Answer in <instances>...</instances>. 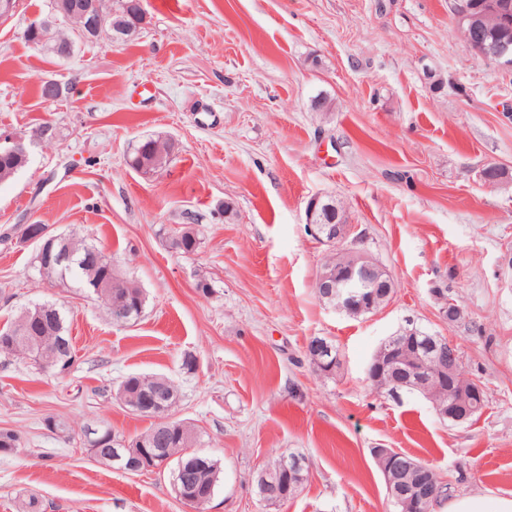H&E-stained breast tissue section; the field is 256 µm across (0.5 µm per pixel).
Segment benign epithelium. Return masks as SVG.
I'll list each match as a JSON object with an SVG mask.
<instances>
[{"mask_svg": "<svg viewBox=\"0 0 512 512\" xmlns=\"http://www.w3.org/2000/svg\"><path fill=\"white\" fill-rule=\"evenodd\" d=\"M504 3L502 0H481L473 8L460 0L455 8L458 29L465 32V41L484 60L502 57L512 42L502 40L492 49L482 45V34L489 28V22L500 23ZM78 21L76 36L83 40H96L102 35L109 36L113 42L121 43L135 37L141 30L145 17L137 11L136 17L126 22L117 17V13H105L101 0H82L81 8L72 6L70 0H55L51 14L29 28L28 35L60 59L70 57L75 49V41H60L54 37V30L60 25V19ZM5 150L16 160V167L26 165L29 150L24 138L20 136L8 139ZM320 198L310 199L306 207V224L314 240L336 251V263L320 267L315 288L322 293V299L334 305L339 311L359 316L373 311L374 299L381 295L393 296V280L387 269L367 252L344 247L353 235L354 226L348 217L342 216L336 224V233L314 221L316 206ZM433 362V369L425 370L426 362ZM455 344L446 336L432 335L423 344L416 347L413 365L403 370L402 386L413 387L420 391L428 389L433 378L446 379L455 377L457 367ZM479 391L474 386L459 385L448 393V402L435 405L438 417L457 422L473 416V397ZM104 423L85 427L83 443L86 454L101 463L108 459L112 464L131 473L164 469L171 457L158 458L146 450L130 447L122 439V455L105 456L102 452L104 438L100 437V428ZM373 456L381 471L388 492V497L404 508V512H430L429 505L443 495L442 483L422 482L410 492L401 493L397 489L396 476L401 471L402 453L394 448H375ZM257 479L268 488V494L274 495L279 487L306 479L304 460L296 455L282 458L276 471L263 469L257 473Z\"/></svg>", "mask_w": 512, "mask_h": 512, "instance_id": "obj_1", "label": "benign epithelium"}]
</instances>
